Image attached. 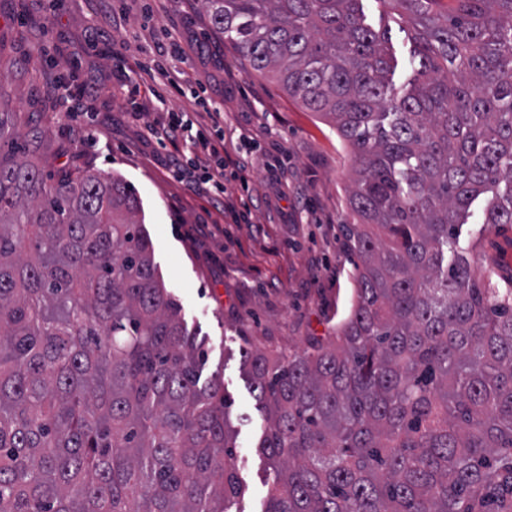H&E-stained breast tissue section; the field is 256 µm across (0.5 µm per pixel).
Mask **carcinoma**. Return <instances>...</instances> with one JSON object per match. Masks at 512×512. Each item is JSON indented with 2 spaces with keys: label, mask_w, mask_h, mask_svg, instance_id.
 <instances>
[{
  "label": "carcinoma",
  "mask_w": 512,
  "mask_h": 512,
  "mask_svg": "<svg viewBox=\"0 0 512 512\" xmlns=\"http://www.w3.org/2000/svg\"><path fill=\"white\" fill-rule=\"evenodd\" d=\"M362 0H203L252 70L355 158V301L336 341L243 351L276 469L264 512H512V277L458 246L512 224V0H389L416 78L391 96ZM0 102V512H226L232 403L157 275L134 186L48 183Z\"/></svg>",
  "instance_id": "carcinoma-1"
}]
</instances>
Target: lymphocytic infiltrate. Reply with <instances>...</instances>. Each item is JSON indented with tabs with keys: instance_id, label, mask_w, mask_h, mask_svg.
<instances>
[{
	"instance_id": "obj_1",
	"label": "lymphocytic infiltrate",
	"mask_w": 512,
	"mask_h": 512,
	"mask_svg": "<svg viewBox=\"0 0 512 512\" xmlns=\"http://www.w3.org/2000/svg\"><path fill=\"white\" fill-rule=\"evenodd\" d=\"M169 83L184 99L178 110H166L165 99H158L157 110L163 111L164 120L147 124V137L160 145L182 147L183 152L170 168L174 178L201 191L211 202L216 216L212 218L213 233H223L221 215H230L233 223H250L252 215L244 198L249 185L239 162L227 161L224 134L223 105L209 97L205 88L179 82ZM236 184L240 194L228 193L229 184Z\"/></svg>"
}]
</instances>
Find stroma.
<instances>
[{
  "mask_svg": "<svg viewBox=\"0 0 512 512\" xmlns=\"http://www.w3.org/2000/svg\"><path fill=\"white\" fill-rule=\"evenodd\" d=\"M144 2L154 23L121 0H0V94L19 113L21 133L39 132L34 149L47 175L92 168L137 189V218L153 242L158 273L207 352L202 377L220 378L233 402L244 490L229 512H263L274 473L257 448L265 423L242 350L296 353L327 342L348 317L356 257L344 227L354 221V156L329 120L253 72L212 31L202 0ZM363 11L368 25L388 34L397 61L393 92L402 96L413 76L402 23L382 0H364ZM164 26L181 33L167 70L223 100L227 134L255 143L246 172L253 219L225 225L220 236L205 225L206 202L170 179L167 149L146 137L156 112L135 117L112 100L116 64H150ZM107 43L113 56L101 52ZM73 72L94 88L92 120L65 117L45 92ZM487 201L483 195L472 204L460 245L471 250L475 268L496 265L508 276L512 228L485 224Z\"/></svg>",
  "mask_w": 512,
  "mask_h": 512,
  "instance_id": "35a3bbf8",
  "label": "stroma"
}]
</instances>
